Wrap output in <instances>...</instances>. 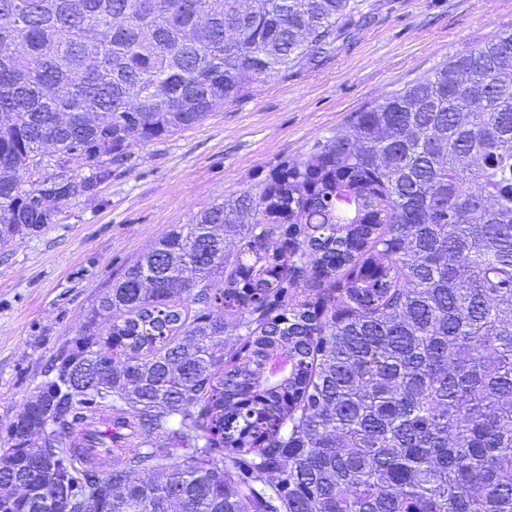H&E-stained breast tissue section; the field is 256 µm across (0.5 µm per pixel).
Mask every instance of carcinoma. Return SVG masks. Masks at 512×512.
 <instances>
[{
    "label": "carcinoma",
    "instance_id": "obj_1",
    "mask_svg": "<svg viewBox=\"0 0 512 512\" xmlns=\"http://www.w3.org/2000/svg\"><path fill=\"white\" fill-rule=\"evenodd\" d=\"M361 2L0 0V249L58 223L132 145L327 52L366 23ZM224 224L242 225L232 256ZM100 415L108 465L74 433ZM59 498L66 512H512V30L112 280L0 423V512Z\"/></svg>",
    "mask_w": 512,
    "mask_h": 512
}]
</instances>
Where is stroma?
Listing matches in <instances>:
<instances>
[{
  "instance_id": "stroma-1",
  "label": "stroma",
  "mask_w": 512,
  "mask_h": 512,
  "mask_svg": "<svg viewBox=\"0 0 512 512\" xmlns=\"http://www.w3.org/2000/svg\"><path fill=\"white\" fill-rule=\"evenodd\" d=\"M369 22L289 65L200 124L131 147L96 194L0 250V422L123 270L176 224L243 192L347 129L354 112L512 30V0H367Z\"/></svg>"
}]
</instances>
